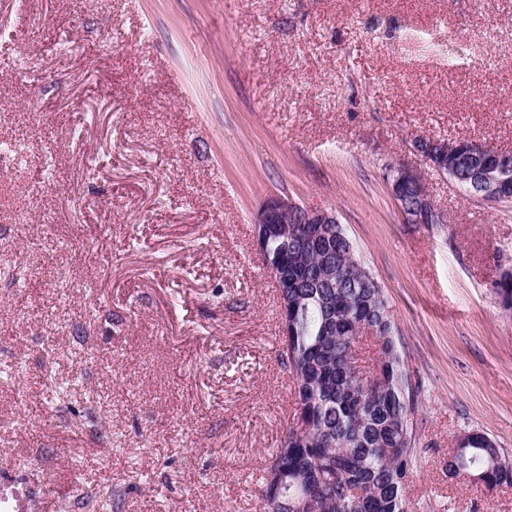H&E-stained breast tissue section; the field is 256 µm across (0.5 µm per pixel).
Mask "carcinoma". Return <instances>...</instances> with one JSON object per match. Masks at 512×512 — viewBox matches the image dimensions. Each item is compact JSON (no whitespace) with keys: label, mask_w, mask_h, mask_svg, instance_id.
Here are the masks:
<instances>
[{"label":"carcinoma","mask_w":512,"mask_h":512,"mask_svg":"<svg viewBox=\"0 0 512 512\" xmlns=\"http://www.w3.org/2000/svg\"><path fill=\"white\" fill-rule=\"evenodd\" d=\"M275 267L280 302L288 304L291 336L281 355L295 400L308 424L288 430L264 475L262 499L282 492L288 512H408L406 487L417 467L408 392L383 289L365 280L366 268L339 224H290L274 233L263 255ZM512 309V271L494 283ZM377 331L372 370L358 369L362 328ZM462 468L489 489L512 485V462L486 434L456 442L448 473Z\"/></svg>","instance_id":"carcinoma-1"}]
</instances>
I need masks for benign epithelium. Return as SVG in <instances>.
<instances>
[{
	"label": "benign epithelium",
	"mask_w": 512,
	"mask_h": 512,
	"mask_svg": "<svg viewBox=\"0 0 512 512\" xmlns=\"http://www.w3.org/2000/svg\"><path fill=\"white\" fill-rule=\"evenodd\" d=\"M415 151L429 161L433 167L448 174L452 184L467 190L472 196L485 202H502L512 199V182L498 168H478L474 171H459L448 167V143L438 139L419 138L414 141ZM386 181L405 220L410 224H439L440 213L435 208L420 174L404 165L391 166ZM256 223L275 225L280 231L288 230L290 224H337L336 212L307 208L288 197L274 196L266 200L259 210Z\"/></svg>",
	"instance_id": "7a95c632"
}]
</instances>
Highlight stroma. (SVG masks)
<instances>
[{"label": "stroma", "mask_w": 512, "mask_h": 512, "mask_svg": "<svg viewBox=\"0 0 512 512\" xmlns=\"http://www.w3.org/2000/svg\"><path fill=\"white\" fill-rule=\"evenodd\" d=\"M421 137L512 151V0H0V512H263L296 421L273 195L335 210L383 288L409 512H512L447 469L473 430L512 458V201ZM398 164L442 223H406ZM448 145L451 143L438 139L419 138L414 141L415 151L429 161L433 167L442 173L448 174L452 184L457 187L466 188L472 196L485 202H502L512 199V183L499 167L484 169L478 168L475 171H459L448 166L470 168L468 158L460 149H455L448 154ZM448 158V162H447ZM511 188L507 196L505 191Z\"/></svg>", "instance_id": "35a3bbf8"}]
</instances>
